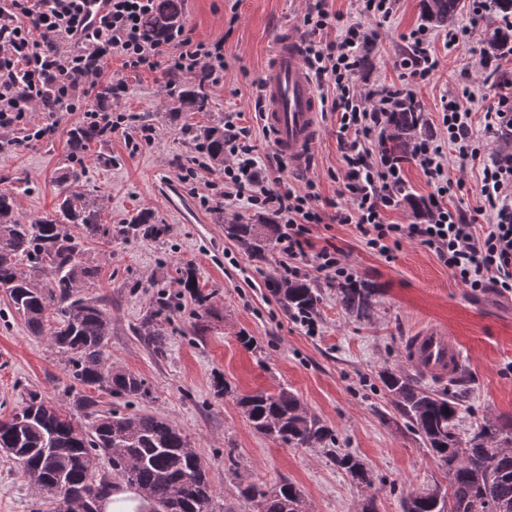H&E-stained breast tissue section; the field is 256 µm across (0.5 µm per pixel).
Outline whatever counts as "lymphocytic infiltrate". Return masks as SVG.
<instances>
[{"instance_id":"1","label":"lymphocytic infiltrate","mask_w":512,"mask_h":512,"mask_svg":"<svg viewBox=\"0 0 512 512\" xmlns=\"http://www.w3.org/2000/svg\"><path fill=\"white\" fill-rule=\"evenodd\" d=\"M88 0H0V134L23 127L28 140H41L45 129L32 128L28 115L34 106L82 113L84 120L117 132L124 115L92 108L87 99L103 75V63L119 54L124 69L132 72L168 71L224 80V41L194 39L180 26L156 38L141 27L154 0H109L110 8L97 26L88 28L83 15ZM311 34L306 60L318 85L332 86L331 111L336 114V140L342 152L343 173L336 196L323 200L315 181L285 193L274 190L270 176L259 165L250 129L228 123L224 142V175L209 182L211 197L225 205H243L271 212L279 218L280 250L288 270L300 273L304 261L331 279L349 278L351 271L333 245L316 246L312 225L322 223L323 208H332L333 221L358 231L365 246L392 261L403 241L420 243L436 256L452 276L471 291L495 288L512 293V162L484 166L476 216H486L487 227L477 230L474 218L449 207L462 180L448 173L447 149L460 156L477 155L471 136V113L461 96L442 101L445 139L417 141L412 159L434 191L427 199L425 222L390 224L385 214L397 204L404 183V160L376 149L389 112L402 99L417 100L418 90L439 68L429 29L420 25L405 37L411 50L399 66L403 81L389 86L358 83L366 53L377 33L364 23L315 0L304 17ZM334 40H327L328 31Z\"/></svg>"}]
</instances>
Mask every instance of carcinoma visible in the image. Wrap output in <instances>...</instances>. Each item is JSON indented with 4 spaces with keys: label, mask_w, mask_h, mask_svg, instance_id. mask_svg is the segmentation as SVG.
I'll use <instances>...</instances> for the list:
<instances>
[{
    "label": "carcinoma",
    "mask_w": 512,
    "mask_h": 512,
    "mask_svg": "<svg viewBox=\"0 0 512 512\" xmlns=\"http://www.w3.org/2000/svg\"><path fill=\"white\" fill-rule=\"evenodd\" d=\"M463 0H421V18L432 28L454 29ZM182 0H156L145 16V28L156 37L182 25ZM488 52L512 54V26H498L487 36ZM169 112L176 119L187 111L211 110L203 85L191 81L169 83ZM421 115L417 105L402 101L390 112L383 144L397 155L410 153L418 140ZM224 120L195 131L192 140L210 167L224 169ZM97 126L70 129L69 178L82 181L83 157L92 141H103ZM402 202L420 218L427 216L425 201L405 188ZM105 196L82 188L64 195L55 211L25 220L18 211L15 193L0 189V290L11 310L23 318L34 336L47 337L65 357V367L75 383L98 389L130 405L148 397L138 375L106 364L104 347L112 335V319L98 301L82 294L95 285L100 268L83 261L82 239L102 240L154 237L163 232L151 213L142 211L123 224L101 220ZM75 225L79 234L68 231ZM225 230L251 257L264 261L278 243L279 225L266 213L239 217ZM26 267H19V260ZM181 293H189L198 305L209 296L199 291L192 268L180 270ZM269 292L288 313L308 316L320 302L318 289L307 278L273 276ZM378 289L356 279L339 283L336 299L357 320L372 317ZM176 309L174 296L158 294L151 303L138 336L151 351L166 352L165 333L157 320L170 318ZM380 382L391 396L397 414L422 438L433 458L448 469L449 487L434 485L411 492L402 500V512H512V420H490L478 425L474 437L457 430L461 406L468 397L465 380L459 389L437 393L403 371L384 370ZM99 401L76 393L74 412L46 402L36 391L28 393L24 406L0 419V448L21 463L29 481L55 494V512L77 503L85 489L98 491L104 501L118 479L147 499L153 512H215L214 491L205 467L187 435L165 417L98 409ZM251 427L264 437L290 448H323L356 484L373 485V474L364 461L335 450L333 430L304 409L298 397L281 388L258 391L237 398ZM89 419L81 423L75 413ZM106 460L100 471L96 460ZM239 492L254 512H308L302 492L291 483L267 487L249 483Z\"/></svg>",
    "instance_id": "cac0c4a2"
}]
</instances>
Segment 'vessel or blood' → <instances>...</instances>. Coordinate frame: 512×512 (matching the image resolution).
Returning a JSON list of instances; mask_svg holds the SVG:
<instances>
[{"instance_id": "1", "label": "vessel or blood", "mask_w": 512, "mask_h": 512, "mask_svg": "<svg viewBox=\"0 0 512 512\" xmlns=\"http://www.w3.org/2000/svg\"><path fill=\"white\" fill-rule=\"evenodd\" d=\"M260 97V120L272 150L291 169L306 170L321 134V101L302 44L291 32L282 33L260 77ZM406 356L419 371L439 379H455L463 361L453 337L434 326L416 330Z\"/></svg>"}]
</instances>
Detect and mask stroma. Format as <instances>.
I'll return each mask as SVG.
<instances>
[{
    "instance_id": "stroma-1",
    "label": "stroma",
    "mask_w": 512,
    "mask_h": 512,
    "mask_svg": "<svg viewBox=\"0 0 512 512\" xmlns=\"http://www.w3.org/2000/svg\"><path fill=\"white\" fill-rule=\"evenodd\" d=\"M311 3L183 0V23L195 39L223 38L225 68L223 85L205 88L211 111L186 113L181 124L169 123L165 116L168 73L163 68L133 73L112 57L102 82H123L120 99L104 100L95 93L89 98L94 108L124 113L127 120L112 138L90 143L86 187L104 194L105 218L111 224L148 211L165 227L155 238L84 244L86 259L101 267L88 294L101 300L112 319L106 358L144 379L150 398L140 411L166 417L186 432L208 470L216 512H253L238 492L249 483H295L311 512H360L370 495L378 512H402L401 500L408 493L435 483L448 485L445 468L394 412L378 378L387 368L412 371L405 344L423 325L447 330L462 352L469 397L459 432L484 419L512 417V295L492 288L471 292L431 251L414 242H403L393 261H385L364 247L355 227L327 220L313 225V238L340 247L354 278L375 283L380 292L371 321H355L337 306L335 282L312 264L303 265V276L314 280L321 294L318 332L310 334L268 291L267 275L282 271L285 263L280 251L257 262L224 231L236 216H249V209L228 208L223 218H216L194 183L179 178L196 154L186 126L206 125L222 116L250 127L259 160L267 162L272 149L255 108L258 83L281 32L302 34ZM420 22L419 0H396L358 81L398 82L403 36ZM496 25L493 15L465 10L459 27L468 31L469 45L457 51L446 50V31L435 30L440 65L418 92L421 133L431 136L442 132V97L461 94L469 84L478 88L471 120L479 152L469 159L448 155L451 176L463 181L450 204L467 213L479 204L483 167L499 146L498 138L484 130V114L497 101L501 79H512L511 55L501 59L497 75L488 80L472 65V50L482 49ZM32 118L56 124V132L28 145L20 130L0 136V179H13L18 208L27 218L51 212L66 190L68 131L81 124L79 115L69 112L42 111ZM144 128L152 129V142L141 140ZM342 167L336 118L330 115L310 168L284 171L277 188L297 190L312 179L322 197L331 199L338 188L333 176ZM186 265L194 269L200 291L210 295L211 306L206 309L192 296H181L165 325L168 351L160 357L139 340L137 331L152 294L176 293L177 270ZM244 336L254 339L255 348L241 344ZM219 381L227 384L228 394L216 395ZM71 385L63 358L46 338L30 335L18 315L0 319V418L20 408L31 391L70 408ZM282 387L296 393L304 408L333 430L340 452L364 460L374 474L371 488L357 486L322 449L279 446L249 426L237 396ZM53 508V493L33 486L18 462L0 454V512Z\"/></svg>"
}]
</instances>
